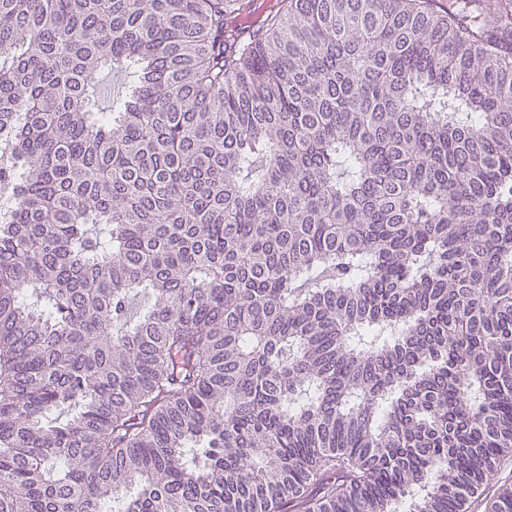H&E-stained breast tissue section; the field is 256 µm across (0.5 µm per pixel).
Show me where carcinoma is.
<instances>
[{
  "mask_svg": "<svg viewBox=\"0 0 512 512\" xmlns=\"http://www.w3.org/2000/svg\"><path fill=\"white\" fill-rule=\"evenodd\" d=\"M1 200L0 512H462L512 451V0H0Z\"/></svg>",
  "mask_w": 512,
  "mask_h": 512,
  "instance_id": "cac0c4a2",
  "label": "carcinoma"
}]
</instances>
